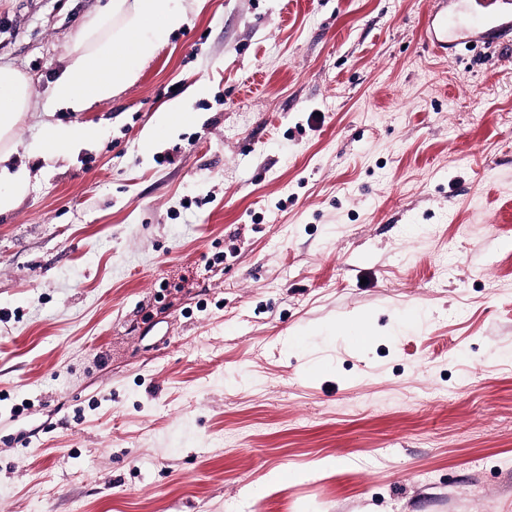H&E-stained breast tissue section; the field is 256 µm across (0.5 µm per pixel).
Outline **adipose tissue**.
Masks as SVG:
<instances>
[{"mask_svg":"<svg viewBox=\"0 0 512 512\" xmlns=\"http://www.w3.org/2000/svg\"><path fill=\"white\" fill-rule=\"evenodd\" d=\"M186 23V13L174 0H108L77 35L68 64L53 84L54 103L80 112L111 99L120 86L137 79L160 36ZM29 105L28 77L0 66V184L7 186L0 191V213L12 210L28 188V172L13 156L17 126Z\"/></svg>","mask_w":512,"mask_h":512,"instance_id":"1","label":"adipose tissue"}]
</instances>
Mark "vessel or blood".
Listing matches in <instances>:
<instances>
[{"instance_id": "1", "label": "vessel or blood", "mask_w": 512, "mask_h": 512, "mask_svg": "<svg viewBox=\"0 0 512 512\" xmlns=\"http://www.w3.org/2000/svg\"><path fill=\"white\" fill-rule=\"evenodd\" d=\"M471 21L459 25L451 21L447 11L432 12L424 40L433 50L447 49L448 40L459 36L462 39L479 42L490 39L491 35L512 31V0H473Z\"/></svg>"}]
</instances>
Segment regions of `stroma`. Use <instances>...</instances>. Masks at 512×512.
<instances>
[{
  "label": "stroma",
  "mask_w": 512,
  "mask_h": 512,
  "mask_svg": "<svg viewBox=\"0 0 512 512\" xmlns=\"http://www.w3.org/2000/svg\"><path fill=\"white\" fill-rule=\"evenodd\" d=\"M104 2L0 0V512H512V43L434 53L432 0H182L135 82L54 108ZM30 105L29 79L17 69L0 66V213L12 210L28 188L25 166L15 165L16 130ZM194 120L193 112L183 104L177 103L171 105L166 111L160 112L157 118V127L165 132L180 125H186ZM100 136V129L93 125L57 126L50 128L46 143L58 154L70 152L77 146L95 141Z\"/></svg>",
  "instance_id": "35a3bbf8"
}]
</instances>
